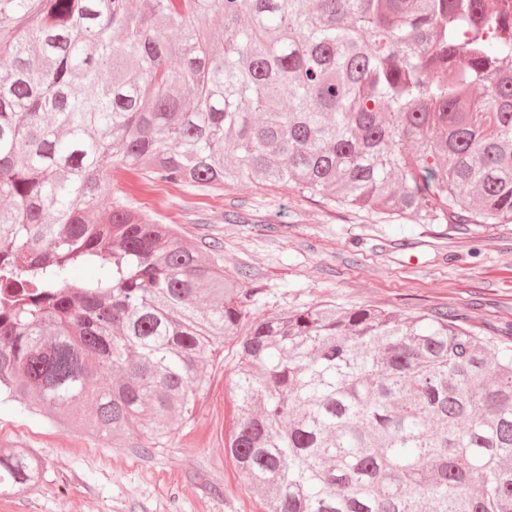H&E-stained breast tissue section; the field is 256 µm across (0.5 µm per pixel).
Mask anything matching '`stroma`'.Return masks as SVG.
Returning a JSON list of instances; mask_svg holds the SVG:
<instances>
[{"label": "stroma", "mask_w": 512, "mask_h": 512, "mask_svg": "<svg viewBox=\"0 0 512 512\" xmlns=\"http://www.w3.org/2000/svg\"><path fill=\"white\" fill-rule=\"evenodd\" d=\"M112 188L194 243L202 259L257 291L256 316L316 304L456 309L484 335L512 329V224L465 233L391 219L294 189L242 183L202 192L125 171ZM235 347L220 344L191 414L168 437L137 431L110 445L0 400V448H36L38 488L0 495V512H262L228 458Z\"/></svg>", "instance_id": "1"}]
</instances>
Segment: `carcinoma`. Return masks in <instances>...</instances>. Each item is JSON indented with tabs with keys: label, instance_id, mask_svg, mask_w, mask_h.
<instances>
[{
	"label": "carcinoma",
	"instance_id": "cac0c4a2",
	"mask_svg": "<svg viewBox=\"0 0 512 512\" xmlns=\"http://www.w3.org/2000/svg\"><path fill=\"white\" fill-rule=\"evenodd\" d=\"M119 168L511 224L512 0H0V397L159 441L232 340L224 452L268 512H512V340L455 309L253 317ZM45 470L0 448V491Z\"/></svg>",
	"mask_w": 512,
	"mask_h": 512
}]
</instances>
